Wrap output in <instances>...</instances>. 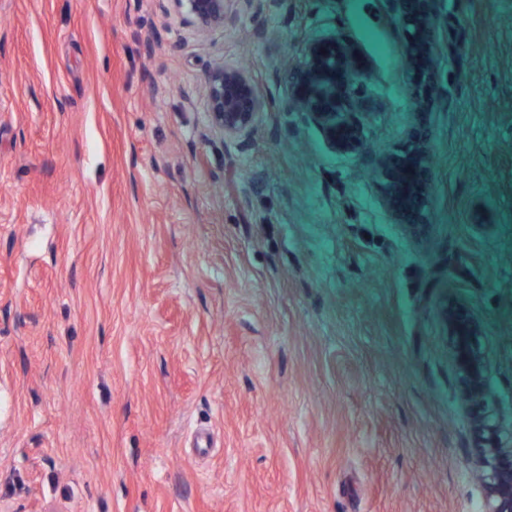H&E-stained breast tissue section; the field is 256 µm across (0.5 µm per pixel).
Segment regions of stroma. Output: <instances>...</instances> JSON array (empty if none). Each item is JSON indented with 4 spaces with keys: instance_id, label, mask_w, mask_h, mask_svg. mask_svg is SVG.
<instances>
[{
    "instance_id": "stroma-1",
    "label": "stroma",
    "mask_w": 512,
    "mask_h": 512,
    "mask_svg": "<svg viewBox=\"0 0 512 512\" xmlns=\"http://www.w3.org/2000/svg\"><path fill=\"white\" fill-rule=\"evenodd\" d=\"M445 2L419 110L390 0H228L206 34L0 0V512H475L512 448V0ZM332 37L367 61L345 145L287 89ZM219 62L248 136L210 123ZM412 152L417 231L385 201ZM211 124L230 136L251 131L265 104L251 79L235 66H214L205 87Z\"/></svg>"
}]
</instances>
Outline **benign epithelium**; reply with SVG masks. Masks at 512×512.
Returning <instances> with one entry per match:
<instances>
[{
    "label": "benign epithelium",
    "instance_id": "obj_1",
    "mask_svg": "<svg viewBox=\"0 0 512 512\" xmlns=\"http://www.w3.org/2000/svg\"><path fill=\"white\" fill-rule=\"evenodd\" d=\"M177 10L194 19L203 32L224 29L235 23L225 0H172ZM395 5L393 22L411 38L409 52L421 74L435 69L428 53L432 41V12L429 0H391ZM365 62L354 46L336 40H312L305 44L292 80L291 100L296 110L308 112L328 124V134L336 139L342 125L336 113L349 101L354 79ZM211 124L230 136L251 131L265 104L251 79L235 66L218 64L210 72L205 87ZM504 449L483 450L487 480L484 512H512V463L503 464Z\"/></svg>",
    "mask_w": 512,
    "mask_h": 512
}]
</instances>
